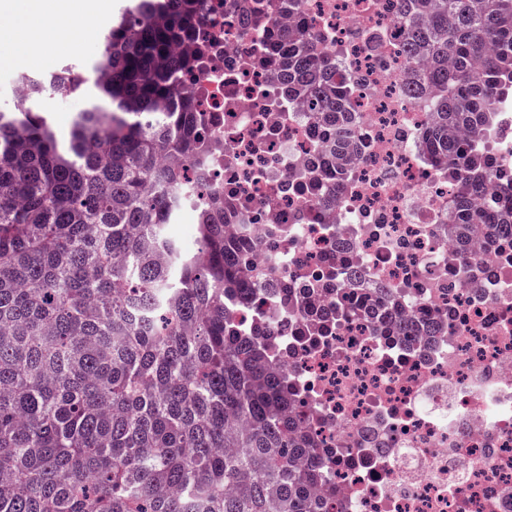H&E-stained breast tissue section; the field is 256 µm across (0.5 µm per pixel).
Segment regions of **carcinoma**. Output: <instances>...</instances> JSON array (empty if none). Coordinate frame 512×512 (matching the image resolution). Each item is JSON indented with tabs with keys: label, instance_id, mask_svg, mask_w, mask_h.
Returning a JSON list of instances; mask_svg holds the SVG:
<instances>
[{
	"label": "carcinoma",
	"instance_id": "1",
	"mask_svg": "<svg viewBox=\"0 0 512 512\" xmlns=\"http://www.w3.org/2000/svg\"><path fill=\"white\" fill-rule=\"evenodd\" d=\"M205 0H132L91 67L44 78L0 108V512H329L336 487L303 430L288 373L231 326L248 295L247 242L224 209L195 245L164 234L190 163L211 152L179 74L206 51ZM407 94L436 91L428 138L443 164L479 153L512 101V0H400ZM281 78L340 133L351 88L313 39ZM97 94L61 143L38 97ZM460 188L458 229L490 223ZM337 314L359 303L336 289Z\"/></svg>",
	"mask_w": 512,
	"mask_h": 512
}]
</instances>
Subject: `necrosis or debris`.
I'll use <instances>...</instances> for the list:
<instances>
[{
    "mask_svg": "<svg viewBox=\"0 0 512 512\" xmlns=\"http://www.w3.org/2000/svg\"><path fill=\"white\" fill-rule=\"evenodd\" d=\"M206 0L207 55L181 73L217 148L201 160L232 236L254 246L248 299L224 307L265 342L298 394L336 487V512H512V227L453 245L458 184L426 141L431 101L405 92L397 0ZM310 32L354 91L343 163L278 74ZM483 149L512 207V106ZM364 311L336 315V275ZM389 289L383 336L371 312Z\"/></svg>",
    "mask_w": 512,
    "mask_h": 512,
    "instance_id": "1",
    "label": "necrosis or debris"
}]
</instances>
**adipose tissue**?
<instances>
[{
    "label": "adipose tissue",
    "mask_w": 512,
    "mask_h": 512,
    "mask_svg": "<svg viewBox=\"0 0 512 512\" xmlns=\"http://www.w3.org/2000/svg\"><path fill=\"white\" fill-rule=\"evenodd\" d=\"M0 13L13 19L0 31V44H8L18 58L32 59L47 43H64L68 25L90 22L96 6L93 0H0Z\"/></svg>",
    "instance_id": "ef3b65f1"
}]
</instances>
